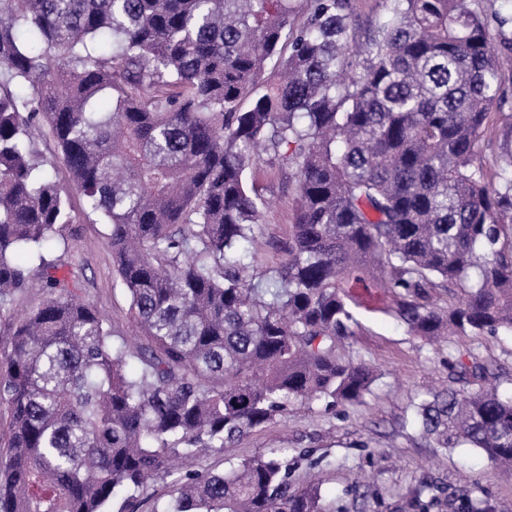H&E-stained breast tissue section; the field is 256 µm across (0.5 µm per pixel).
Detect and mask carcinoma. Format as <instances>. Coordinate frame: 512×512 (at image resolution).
I'll list each match as a JSON object with an SVG mask.
<instances>
[{
  "label": "carcinoma",
  "instance_id": "1",
  "mask_svg": "<svg viewBox=\"0 0 512 512\" xmlns=\"http://www.w3.org/2000/svg\"><path fill=\"white\" fill-rule=\"evenodd\" d=\"M390 2L354 48L351 0H305L299 26L293 0H0V512H108L166 478L152 512H326L277 448L194 466L362 402L374 370L340 353L358 309L428 343L512 335V155L492 179L472 163L512 47L466 0ZM59 163L107 226L137 336L52 257L75 223ZM262 163L297 208L287 258L259 270L241 247ZM35 275L45 299L12 317ZM413 408L436 447L512 467V394Z\"/></svg>",
  "mask_w": 512,
  "mask_h": 512
}]
</instances>
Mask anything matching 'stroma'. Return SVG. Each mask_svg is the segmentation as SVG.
<instances>
[{"label": "stroma", "mask_w": 512, "mask_h": 512, "mask_svg": "<svg viewBox=\"0 0 512 512\" xmlns=\"http://www.w3.org/2000/svg\"><path fill=\"white\" fill-rule=\"evenodd\" d=\"M512 149V73L502 79L489 127L478 143L473 165L493 173L504 151ZM270 205L260 218L261 232L251 248L255 265L280 262L294 218L295 189L287 174L262 166L251 170ZM63 262L81 271L85 299L108 317L113 328L129 332L128 303L112 265L105 225L78 219L66 232ZM355 336L345 340V357L373 365L378 377L364 401L335 413L302 410L286 424L258 428L235 444L211 452L206 468L221 471L230 463L287 449L289 456L310 451L292 475L297 487L321 479L327 512H410L423 485H431L429 512H466L465 498L485 500L491 512H512V473L492 467L475 448L442 451L422 438L413 424V394L433 388H475L459 378V359L476 357L499 389L512 390V336H452L436 346L410 336L394 313L367 310L356 315Z\"/></svg>", "instance_id": "1"}]
</instances>
